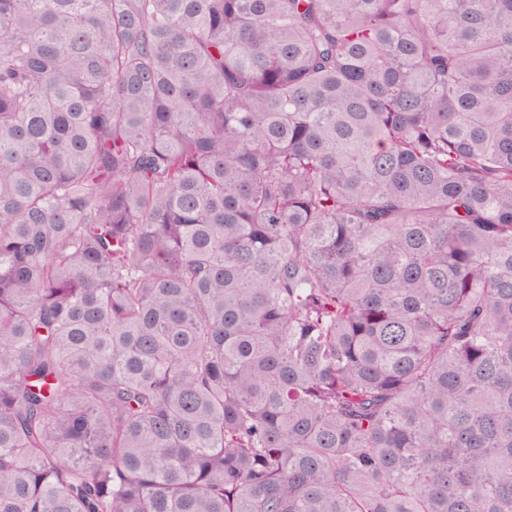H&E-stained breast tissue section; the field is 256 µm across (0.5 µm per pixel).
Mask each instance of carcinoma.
<instances>
[{
    "mask_svg": "<svg viewBox=\"0 0 512 512\" xmlns=\"http://www.w3.org/2000/svg\"><path fill=\"white\" fill-rule=\"evenodd\" d=\"M0 512H512V0H0Z\"/></svg>",
    "mask_w": 512,
    "mask_h": 512,
    "instance_id": "carcinoma-1",
    "label": "carcinoma"
}]
</instances>
